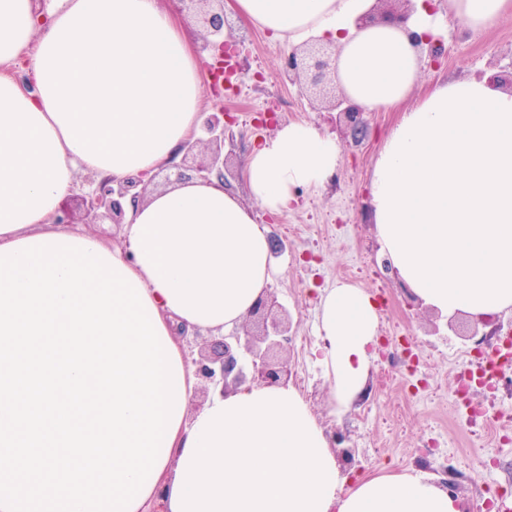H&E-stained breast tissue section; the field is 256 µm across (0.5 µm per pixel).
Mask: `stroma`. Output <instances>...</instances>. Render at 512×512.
Segmentation results:
<instances>
[{
	"label": "stroma",
	"instance_id": "1",
	"mask_svg": "<svg viewBox=\"0 0 512 512\" xmlns=\"http://www.w3.org/2000/svg\"><path fill=\"white\" fill-rule=\"evenodd\" d=\"M232 25L236 33L246 37L247 68L239 77L237 94L224 102L235 119L227 190L249 202L242 178L243 161L259 140L272 137L282 124L315 123L333 133L340 146L334 180L318 190H299L298 205L279 216L261 210L255 213L257 222L283 242L269 287L296 317V335H316L321 289L335 286L350 271L354 285L385 298L379 310L380 336L390 337L398 327L433 347L432 357L419 364L417 375L437 387L438 393L432 403L417 402L403 408L401 418H393L396 401L380 388L378 372L383 361L379 358L373 360L365 386L350 409L336 416L330 412V386L317 353L293 349L290 365L296 376L307 380L305 397L326 431H344L359 440L353 462L342 467L346 475L398 474L411 469L430 473L436 480L450 481L462 507L471 512L481 486L512 485V442H503L495 449L496 466L484 467L486 451L477 438L478 427L454 412L451 405L456 385L452 363L475 346L468 315L442 316L425 306L396 273L372 264L382 253L370 217L369 174L397 114L366 112V131L361 138H354L347 126H334L325 110L311 105L299 88L282 76L281 65L292 43L271 38L241 20H233ZM435 40L443 51L440 64L421 66L411 100H418L441 80L512 72L511 13L478 32L459 24L444 26ZM291 224L309 225L311 231L302 240L289 238L286 229ZM368 405L380 415L378 425L361 424L359 414ZM440 421L448 430L447 452L452 460L448 474L438 471L436 460L417 453L430 427Z\"/></svg>",
	"mask_w": 512,
	"mask_h": 512
}]
</instances>
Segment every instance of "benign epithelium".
I'll return each instance as SVG.
<instances>
[{
    "mask_svg": "<svg viewBox=\"0 0 512 512\" xmlns=\"http://www.w3.org/2000/svg\"><path fill=\"white\" fill-rule=\"evenodd\" d=\"M175 9L192 18L199 32L198 52L207 54L205 74L214 100L200 112L201 136L181 146L182 162L159 168L153 175L129 177L122 180L82 176L78 188L61 204L57 224H123L126 206L136 207L144 202L163 178L170 185L185 179L225 183L224 141L233 139L235 119L224 111L223 76L224 57L228 49H238L244 40L224 39V30L230 24L224 14V0H171ZM380 7L372 15L359 20L365 25L375 21L403 24L413 10V0H378ZM416 45L425 48L429 65L438 64L442 49L431 36L424 38L412 33ZM336 50L315 42L288 54L283 70L288 79L301 90L334 110L344 106L341 116L353 135L363 133V108L348 102L343 91L337 90L335 74ZM178 336L187 344H202L198 356L191 357L196 391L206 395L227 394L246 383L258 386L286 385L292 378L288 360L281 357L292 349L293 317L269 289L264 290L245 319L229 334L215 335L208 331H188L183 328Z\"/></svg>",
    "mask_w": 512,
    "mask_h": 512,
    "instance_id": "1",
    "label": "benign epithelium"
}]
</instances>
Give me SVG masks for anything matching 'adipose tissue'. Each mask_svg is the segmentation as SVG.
<instances>
[{"instance_id":"ef3b65f1","label":"adipose tissue","mask_w":512,"mask_h":512,"mask_svg":"<svg viewBox=\"0 0 512 512\" xmlns=\"http://www.w3.org/2000/svg\"><path fill=\"white\" fill-rule=\"evenodd\" d=\"M375 0H225L273 37L336 47V80L370 111L400 109L370 185L376 236L398 276L444 315L512 312V90L489 78L435 83L420 75L410 33H432L424 0L405 26L357 27ZM512 0H448V19L480 30ZM30 59L34 91L8 69ZM203 67L188 22L159 0H0V246L46 234L98 242L95 229L54 218L78 172L123 179L177 162L200 136ZM340 148L293 121L254 148L242 177L251 205L218 182L186 180L128 210L108 252L137 276L167 334L239 324L273 268L253 208L290 210L297 189L335 174ZM378 313L345 283L321 294L318 360L343 414L366 382ZM459 512L455 496L418 473L349 484L308 402L293 386H243L182 418L165 463L135 512Z\"/></svg>"}]
</instances>
